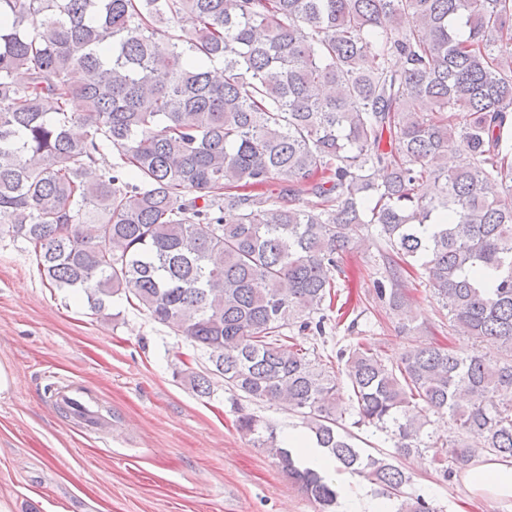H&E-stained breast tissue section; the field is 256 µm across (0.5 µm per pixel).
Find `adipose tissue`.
<instances>
[{
	"label": "adipose tissue",
	"instance_id": "obj_1",
	"mask_svg": "<svg viewBox=\"0 0 512 512\" xmlns=\"http://www.w3.org/2000/svg\"><path fill=\"white\" fill-rule=\"evenodd\" d=\"M289 449L299 456L305 466L333 477L337 495L336 512H382L379 499L367 489L351 492L347 481L337 479L336 462L325 449L299 429L285 432ZM465 480L470 491L477 496L486 494L512 498V461L488 460L475 463L466 470Z\"/></svg>",
	"mask_w": 512,
	"mask_h": 512
}]
</instances>
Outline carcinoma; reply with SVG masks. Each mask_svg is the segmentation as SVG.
<instances>
[{
    "instance_id": "obj_1",
    "label": "carcinoma",
    "mask_w": 512,
    "mask_h": 512,
    "mask_svg": "<svg viewBox=\"0 0 512 512\" xmlns=\"http://www.w3.org/2000/svg\"><path fill=\"white\" fill-rule=\"evenodd\" d=\"M506 194L512 0H0V234L95 313L123 295L204 351L208 372H178L198 394L215 375L288 404L395 512L436 508L356 447L350 408L404 457L447 421L445 481L480 452L512 459ZM353 246L382 258L372 295L394 317L418 266L448 328L499 357L420 343L389 362L349 344L344 398L290 341L325 335ZM238 431L335 512L332 483L274 426L245 413Z\"/></svg>"
}]
</instances>
